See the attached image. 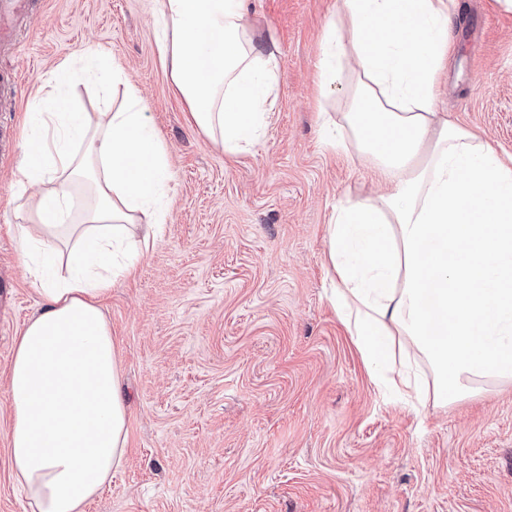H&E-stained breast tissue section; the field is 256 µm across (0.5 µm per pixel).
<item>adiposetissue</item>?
I'll list each match as a JSON object with an SVG mask.
<instances>
[{
	"instance_id": "obj_1",
	"label": "adipose tissue",
	"mask_w": 512,
	"mask_h": 512,
	"mask_svg": "<svg viewBox=\"0 0 512 512\" xmlns=\"http://www.w3.org/2000/svg\"><path fill=\"white\" fill-rule=\"evenodd\" d=\"M321 63L353 60L330 143L355 148L383 187L341 201L328 226L332 297L375 382L406 404L420 383L403 343L432 363L436 396L512 379V155L436 110L451 47L445 0H341ZM164 61L195 125L225 152L257 142L281 63L256 45L241 0H163ZM60 66L24 142L20 252L44 304L16 338L6 396L14 478L31 512H86L126 450V400L100 304L161 236L171 179L134 87L125 108L75 112Z\"/></svg>"
}]
</instances>
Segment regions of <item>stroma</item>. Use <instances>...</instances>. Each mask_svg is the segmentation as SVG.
<instances>
[{"label":"stroma","mask_w":512,"mask_h":512,"mask_svg":"<svg viewBox=\"0 0 512 512\" xmlns=\"http://www.w3.org/2000/svg\"><path fill=\"white\" fill-rule=\"evenodd\" d=\"M339 0H243L282 63L265 133L229 154L193 123L160 56L162 0H34L0 72L24 78L0 121V512H30L10 464L4 390L13 345L43 304L19 254L23 131L65 61L80 111L123 103L121 67L164 143L170 213L156 244L102 300L129 401L127 448L87 512H512V382L481 380L445 404L419 360L423 404L382 393L329 294L327 226L374 195L356 152L331 147L322 113L348 102L316 69ZM103 47L97 75L84 56ZM438 111L512 154V12L457 0Z\"/></svg>","instance_id":"35a3bbf8"}]
</instances>
